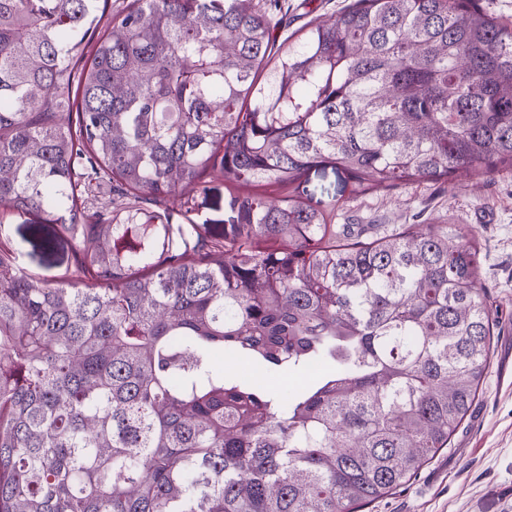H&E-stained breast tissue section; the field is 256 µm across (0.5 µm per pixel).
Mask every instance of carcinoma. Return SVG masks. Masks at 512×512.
Here are the masks:
<instances>
[{
    "mask_svg": "<svg viewBox=\"0 0 512 512\" xmlns=\"http://www.w3.org/2000/svg\"><path fill=\"white\" fill-rule=\"evenodd\" d=\"M106 2L0 0V207L73 255L48 283L0 251V512H359L447 447L500 320L475 233L336 224L300 186L512 171V22L355 0L283 51L276 0H134L98 34ZM217 355L322 371L285 396ZM208 187L211 188L207 192L197 193L196 196V214L198 220L202 223L204 220H208L210 228L218 233L223 231L224 220L225 224H228L227 220L230 216V211L224 210V181L220 179L208 178Z\"/></svg>",
    "mask_w": 512,
    "mask_h": 512,
    "instance_id": "cac0c4a2",
    "label": "carcinoma"
}]
</instances>
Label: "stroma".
Returning <instances> with one entry per match:
<instances>
[{
    "mask_svg": "<svg viewBox=\"0 0 512 512\" xmlns=\"http://www.w3.org/2000/svg\"><path fill=\"white\" fill-rule=\"evenodd\" d=\"M350 2L278 0V40ZM307 179L313 199L337 198L340 224H411L420 212L462 233L478 231L481 281L500 318L480 395L447 448L363 512H512V175L492 176L476 194L459 181L442 188L409 183L374 197L356 194L330 171H310ZM54 234V225L11 215L0 225V248L36 278L53 281L73 262L66 243L45 252L43 242Z\"/></svg>",
    "mask_w": 512,
    "mask_h": 512,
    "instance_id": "obj_1",
    "label": "stroma"
}]
</instances>
